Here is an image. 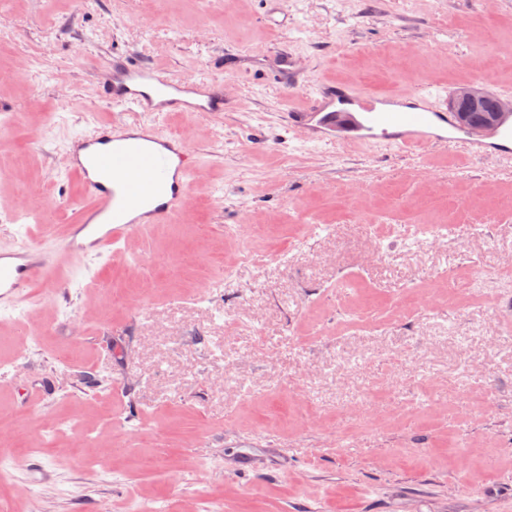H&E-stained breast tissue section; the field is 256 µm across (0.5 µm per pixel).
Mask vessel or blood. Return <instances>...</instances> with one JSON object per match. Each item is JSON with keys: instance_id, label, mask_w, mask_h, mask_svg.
<instances>
[{"instance_id": "obj_1", "label": "vessel or blood", "mask_w": 512, "mask_h": 512, "mask_svg": "<svg viewBox=\"0 0 512 512\" xmlns=\"http://www.w3.org/2000/svg\"><path fill=\"white\" fill-rule=\"evenodd\" d=\"M110 69L112 79L99 83L96 99L122 111L224 109L222 81H177L129 56L113 59ZM288 116L297 125H311L316 134L341 133L350 144L381 142L406 151L460 143L472 157H512V114L487 137L458 128L440 98L418 91L384 99L346 85H319L309 105L290 108ZM197 164L185 139L140 122L105 123L73 139L67 170L81 186L68 204L73 217L55 250H46L36 235L0 250V308L27 302L37 283L58 284L60 269L174 219L186 207Z\"/></svg>"}]
</instances>
